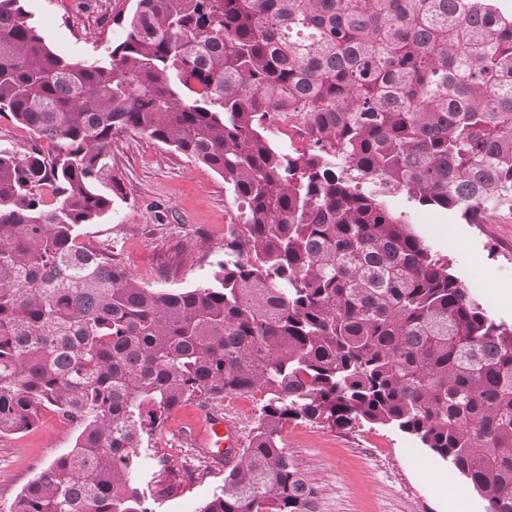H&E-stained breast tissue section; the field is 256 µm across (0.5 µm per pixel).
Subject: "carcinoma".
I'll use <instances>...</instances> for the list:
<instances>
[{
	"mask_svg": "<svg viewBox=\"0 0 512 512\" xmlns=\"http://www.w3.org/2000/svg\"><path fill=\"white\" fill-rule=\"evenodd\" d=\"M134 2L100 63L59 55L22 0H0V114L49 145L0 149V436L47 411L77 433L10 512H148L144 438L184 402L254 392L248 445L200 512H317L283 443L298 420L396 428L512 512V325L377 198L468 224L512 210V10ZM290 112L309 137L294 155L269 136ZM123 132L231 190L238 223L205 284L146 288L79 240L121 194Z\"/></svg>",
	"mask_w": 512,
	"mask_h": 512,
	"instance_id": "1",
	"label": "carcinoma"
}]
</instances>
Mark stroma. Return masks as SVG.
<instances>
[{
    "label": "stroma",
    "instance_id": "35a3bbf8",
    "mask_svg": "<svg viewBox=\"0 0 512 512\" xmlns=\"http://www.w3.org/2000/svg\"><path fill=\"white\" fill-rule=\"evenodd\" d=\"M134 0H23L46 42L75 60H106L124 38L115 20ZM112 168L124 196L81 238L112 252L127 274L149 288H186L210 279L224 259V231L236 206L211 168L133 133L112 147ZM384 202L407 216L417 235L462 284H477V299L498 322L512 324V212L493 210L468 224L454 211L422 206L401 191ZM259 394L191 401L172 410L140 451L149 463L142 487H161L146 501L151 512H200L224 483L226 465L203 460L193 434L209 415L233 419L249 438ZM75 431L44 413L29 431L0 436V512L57 456L73 447ZM287 452L318 491V512H487L488 503L450 462L397 429L352 430L288 423Z\"/></svg>",
    "mask_w": 512,
    "mask_h": 512
}]
</instances>
